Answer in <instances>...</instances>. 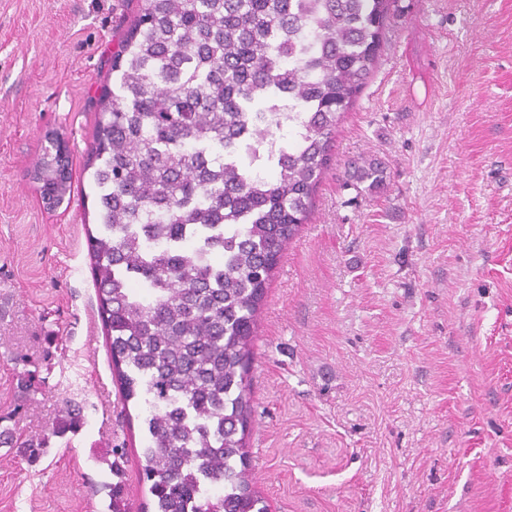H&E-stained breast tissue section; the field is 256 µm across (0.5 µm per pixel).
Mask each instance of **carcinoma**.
Returning <instances> with one entry per match:
<instances>
[{"mask_svg": "<svg viewBox=\"0 0 512 512\" xmlns=\"http://www.w3.org/2000/svg\"><path fill=\"white\" fill-rule=\"evenodd\" d=\"M138 3L87 175L112 371L146 413L156 512H267L247 446L257 317L376 67L392 0ZM294 112L302 125L275 140ZM259 160L274 178H253ZM354 178L377 190L384 169L369 162ZM33 179L44 201L71 193L67 161L42 158ZM81 424L69 404L57 433ZM109 496L111 512H129L121 485Z\"/></svg>", "mask_w": 512, "mask_h": 512, "instance_id": "1", "label": "carcinoma"}]
</instances>
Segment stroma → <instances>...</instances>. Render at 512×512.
Listing matches in <instances>:
<instances>
[{
    "label": "stroma",
    "mask_w": 512,
    "mask_h": 512,
    "mask_svg": "<svg viewBox=\"0 0 512 512\" xmlns=\"http://www.w3.org/2000/svg\"><path fill=\"white\" fill-rule=\"evenodd\" d=\"M135 0H0V512H108L140 483L78 176ZM77 179L30 178L48 132ZM386 167L379 191L350 162ZM252 368L251 472L269 512H512V0H397L377 69L336 128L312 215L282 258ZM77 433L58 434L66 402ZM126 449L114 474V446Z\"/></svg>",
    "instance_id": "1"
}]
</instances>
